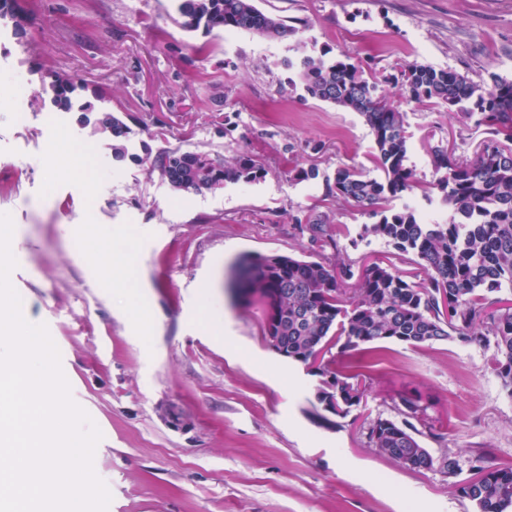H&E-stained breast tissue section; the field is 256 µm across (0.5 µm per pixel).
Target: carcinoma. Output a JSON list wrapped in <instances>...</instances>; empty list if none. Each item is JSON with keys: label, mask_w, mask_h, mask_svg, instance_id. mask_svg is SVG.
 I'll return each instance as SVG.
<instances>
[{"label": "carcinoma", "mask_w": 512, "mask_h": 512, "mask_svg": "<svg viewBox=\"0 0 512 512\" xmlns=\"http://www.w3.org/2000/svg\"><path fill=\"white\" fill-rule=\"evenodd\" d=\"M180 26L217 35L241 29L270 40H286L299 29L286 20L259 10L253 0H177ZM300 56L288 61L305 92L320 101L358 113L373 137L372 157L384 178H371L354 167H339L326 180L327 193L372 216L362 235L374 236L394 249L418 259L426 283L417 284L381 262L353 270L344 262L326 264L289 255L245 254L235 264L232 279L236 297L247 302L257 295L278 311L279 324L263 336L283 337L288 359L336 387V416L344 418L362 404L366 377L360 372H338L332 367L333 349L341 353L381 348L390 342L422 346L457 340L467 345L491 346L490 368L512 397V302L493 300L504 289L512 292V79L496 73L490 82H476L452 69H436L416 62L397 68L395 86L418 103H444L456 109L476 128L490 134L469 158L436 148L430 162L438 175L449 217L432 224L419 219L413 208L390 203L415 187L407 162L406 113L375 93V83L360 66L330 50L307 51L296 41ZM78 80L67 72L47 74L42 92L64 111L73 107ZM81 121L109 134L113 157L125 158L124 141L130 127L118 115L92 119L91 103L80 106ZM137 162L157 174L172 190L200 193L226 182H254L263 168L243 152L232 162L219 155L162 150ZM357 279L356 296L344 285ZM423 413L419 401L402 400V419L377 417L368 422L369 446L403 464L416 456L410 469L437 465L450 477L458 462L450 453L433 457L421 445L420 431L411 423ZM474 512H512V464H493L483 454L470 462V476L453 484Z\"/></svg>", "instance_id": "1"}]
</instances>
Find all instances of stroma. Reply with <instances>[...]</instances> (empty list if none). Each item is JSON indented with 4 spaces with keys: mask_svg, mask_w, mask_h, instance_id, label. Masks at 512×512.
<instances>
[{
    "mask_svg": "<svg viewBox=\"0 0 512 512\" xmlns=\"http://www.w3.org/2000/svg\"><path fill=\"white\" fill-rule=\"evenodd\" d=\"M27 37L0 38V85L31 82L24 105L0 97V213L14 223L11 283L23 314L46 324L76 403L101 430L94 470L108 512H471L452 487L480 451L512 463V397L488 367L492 348L442 341L336 360L365 372L361 407L338 427L321 419L318 376L274 353L261 304L234 301L230 269L245 253L380 261L419 283L413 255L362 236L373 218L328 196L337 168L382 172L360 115L311 98L287 61L293 41L245 30L184 31L175 0H19ZM301 26L308 48L363 65L407 115L413 193L394 200L428 221L448 216L429 151L473 155L483 130L447 106L400 95L396 64L451 68L473 80L512 79V0H254ZM209 43L208 53L194 48ZM80 78L78 102L131 127L129 159L112 140L39 97L41 78ZM26 121H18V111ZM63 134L89 182L47 150ZM178 148L233 159L264 176L203 194H178L135 156ZM316 169L301 180L298 170ZM321 219L312 236L300 220ZM94 229L100 250L130 257L125 299L75 243ZM425 408L420 441L450 452L457 477L413 471L367 444L366 419L394 418L403 396Z\"/></svg>",
    "mask_w": 512,
    "mask_h": 512,
    "instance_id": "obj_1",
    "label": "stroma"
}]
</instances>
